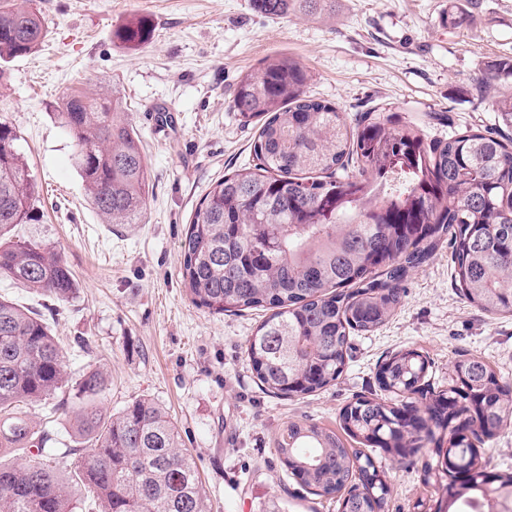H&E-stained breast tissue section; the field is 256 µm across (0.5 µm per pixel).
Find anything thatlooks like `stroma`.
<instances>
[{
  "mask_svg": "<svg viewBox=\"0 0 512 512\" xmlns=\"http://www.w3.org/2000/svg\"><path fill=\"white\" fill-rule=\"evenodd\" d=\"M45 24L33 54L0 79V122L41 197L39 223L15 228L64 252L77 292L59 302L0 280V295L37 312L71 369L103 370L104 407L137 398L159 403L181 430L207 489L211 512H338L304 490L281 464L275 440L288 422L338 428L339 412L378 394L376 372L393 352L431 362L441 390L455 360L483 358L512 383V318L493 317L456 286L451 251L440 249L402 284L394 316L350 338L347 365L327 390L305 398L266 393L246 344L264 317L216 315L195 306L182 282L181 243L196 205L224 175L251 163L255 130L230 110L247 71L275 54L311 74L310 95L349 122L380 105L432 138L495 125L496 89L477 90L490 62L512 57V0H478L469 28L439 18L448 0H336L332 13L269 18L249 0H27ZM150 19L138 49L114 37L127 20ZM105 88L120 98L146 156L152 189L139 223L108 224L86 196L72 138L57 114L66 92ZM389 486L387 512H446L433 449L406 462L374 453Z\"/></svg>",
  "mask_w": 512,
  "mask_h": 512,
  "instance_id": "obj_1",
  "label": "stroma"
}]
</instances>
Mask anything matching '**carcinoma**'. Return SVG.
<instances>
[{"label":"carcinoma","mask_w":512,"mask_h":512,"mask_svg":"<svg viewBox=\"0 0 512 512\" xmlns=\"http://www.w3.org/2000/svg\"><path fill=\"white\" fill-rule=\"evenodd\" d=\"M270 18L311 13L330 0H250ZM452 0L442 23L471 24ZM150 35L146 19L116 31L128 49ZM46 31L40 14L0 2V62L30 55ZM512 76V58L491 62L481 88ZM309 72L274 57L244 74L231 109L259 125L256 163L217 182L191 218L182 244V279L192 302L213 314L263 309L246 356L262 389L310 396L341 376L353 333L385 324L401 304L402 283L451 248L454 278L480 310L512 316V138L471 128L444 140L415 123L367 112L355 126L332 103L307 94ZM59 115L75 146L89 200L108 224H137L150 173L128 113L111 94L70 92ZM500 128H512V94L495 97ZM0 123V276L67 301L76 283L65 255L14 226L39 219L40 193ZM427 357L399 350L381 364V390L394 401L359 396L339 415L341 432L290 422L276 439L286 471L339 512H385V472L363 448L399 461L434 445L449 478L448 512H489L505 499L512 472L491 474L475 443L512 424V385L481 358L452 365L448 388L426 390ZM105 375L67 370L42 316L0 298V512H210L198 465L180 430L154 401L138 398L113 414L99 403ZM73 421L84 447H54L50 426L25 411ZM363 445L349 448L346 440ZM74 456L70 468L46 459Z\"/></svg>","instance_id":"cac0c4a2"}]
</instances>
